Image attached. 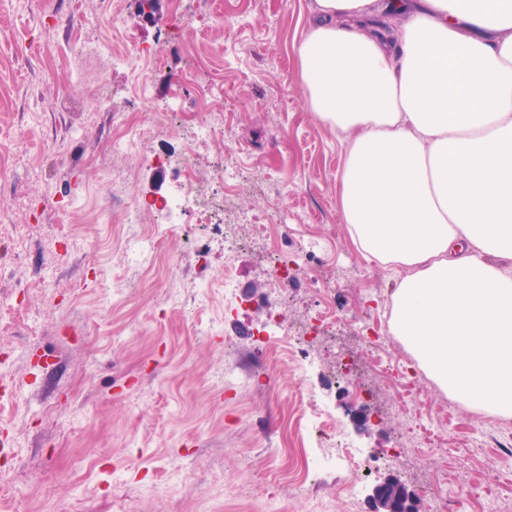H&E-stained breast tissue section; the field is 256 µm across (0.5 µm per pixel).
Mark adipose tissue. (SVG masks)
Here are the masks:
<instances>
[{
  "instance_id": "ef3b65f1",
  "label": "adipose tissue",
  "mask_w": 512,
  "mask_h": 512,
  "mask_svg": "<svg viewBox=\"0 0 512 512\" xmlns=\"http://www.w3.org/2000/svg\"><path fill=\"white\" fill-rule=\"evenodd\" d=\"M298 56L346 141L351 239L405 272L394 335L472 413L511 415L512 0H313Z\"/></svg>"
}]
</instances>
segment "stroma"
Masks as SVG:
<instances>
[{"label": "stroma", "mask_w": 512, "mask_h": 512, "mask_svg": "<svg viewBox=\"0 0 512 512\" xmlns=\"http://www.w3.org/2000/svg\"><path fill=\"white\" fill-rule=\"evenodd\" d=\"M312 0H233L221 14L186 0H158L147 21L138 0H0V145L9 175L0 179V512H346L341 479L313 489L302 477L264 465L267 447L290 445L282 423L308 381L326 401L336 430L380 453L393 447L407 417L392 389L375 386L378 418L359 424L348 415L359 383L373 384L364 339L347 321L333 342H314L312 371L299 377L287 349L270 357L262 335L267 271L260 258L274 214L295 236L321 237L328 276L346 271L336 300L353 315L389 329L391 309L373 301L393 288L398 271L364 258L350 238L339 201L345 141L310 112L301 88L298 49ZM120 20H113V11ZM100 41L89 55L75 32ZM129 43L154 50L158 65L133 59L113 66L109 47ZM223 113L224 150L242 165L239 191L226 217L248 212V244L234 272L246 303L228 302L219 283L224 254L208 266H188L187 242L215 238L211 226L185 221L166 227L165 247L151 272L129 268L119 249L121 212L112 197L165 193L175 168L146 157L178 155L185 122L163 108L190 61ZM143 86L154 102L138 110L130 90ZM161 127L139 148L113 155L104 141L123 122ZM213 289L199 301L191 282ZM321 300L301 281L288 285L284 328L313 323ZM213 323L209 336L197 322ZM386 352L410 366L417 407L433 412L441 390L399 340ZM257 378L226 388L225 364ZM51 414H44V406ZM96 460L87 472L88 460ZM506 459L475 449L461 472L462 499L476 487L497 488ZM421 490L420 512L432 496L417 478L413 450L375 470L360 486L358 512L387 471Z\"/></svg>", "instance_id": "obj_1"}]
</instances>
